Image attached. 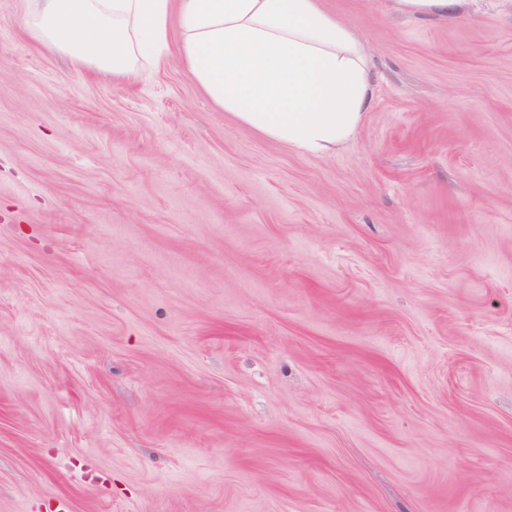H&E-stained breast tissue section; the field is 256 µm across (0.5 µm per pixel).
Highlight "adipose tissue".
Returning <instances> with one entry per match:
<instances>
[{
	"mask_svg": "<svg viewBox=\"0 0 512 512\" xmlns=\"http://www.w3.org/2000/svg\"><path fill=\"white\" fill-rule=\"evenodd\" d=\"M23 25L76 68L126 78L177 43L217 106L312 155L349 142L373 105L364 44L319 0H43Z\"/></svg>",
	"mask_w": 512,
	"mask_h": 512,
	"instance_id": "ef3b65f1",
	"label": "adipose tissue"
}]
</instances>
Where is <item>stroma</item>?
I'll list each match as a JSON object with an SVG mask.
<instances>
[{
  "instance_id": "obj_1",
  "label": "stroma",
  "mask_w": 512,
  "mask_h": 512,
  "mask_svg": "<svg viewBox=\"0 0 512 512\" xmlns=\"http://www.w3.org/2000/svg\"><path fill=\"white\" fill-rule=\"evenodd\" d=\"M320 2L377 81L314 156L0 0V512H512V0ZM396 11L413 17H452L461 8V0H393Z\"/></svg>"
}]
</instances>
